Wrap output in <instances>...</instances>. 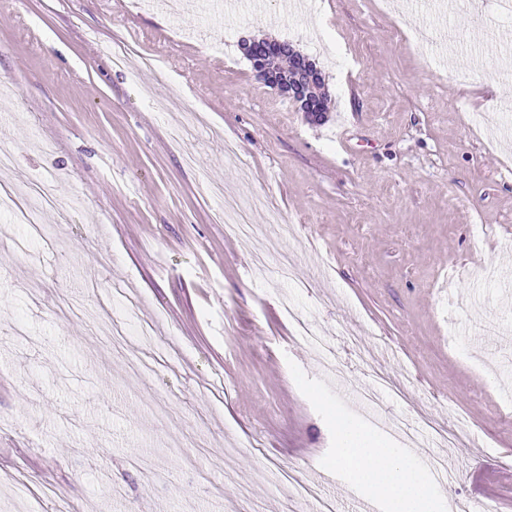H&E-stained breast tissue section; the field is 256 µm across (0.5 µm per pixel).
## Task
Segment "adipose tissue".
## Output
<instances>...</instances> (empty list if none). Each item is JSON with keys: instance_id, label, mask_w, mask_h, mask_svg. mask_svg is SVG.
<instances>
[{"instance_id": "adipose-tissue-1", "label": "adipose tissue", "mask_w": 512, "mask_h": 512, "mask_svg": "<svg viewBox=\"0 0 512 512\" xmlns=\"http://www.w3.org/2000/svg\"><path fill=\"white\" fill-rule=\"evenodd\" d=\"M336 438L338 459L347 466L352 486L382 500L387 512H437L445 491L426 479L407 450L384 447L363 427L342 418L336 421Z\"/></svg>"}]
</instances>
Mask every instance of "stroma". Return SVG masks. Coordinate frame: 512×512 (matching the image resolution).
Returning a JSON list of instances; mask_svg holds the SVG:
<instances>
[{
    "label": "stroma",
    "instance_id": "stroma-1",
    "mask_svg": "<svg viewBox=\"0 0 512 512\" xmlns=\"http://www.w3.org/2000/svg\"><path fill=\"white\" fill-rule=\"evenodd\" d=\"M202 6L14 0L0 8V185L50 179L39 233L0 212V512H339L363 492L336 462V420L413 450L454 502L512 512V18L456 0L455 50L413 41L424 0ZM291 40L321 69L313 122L255 75L244 37ZM123 43L119 69L104 48ZM192 105L200 124L171 129ZM235 157L224 155L225 142ZM221 195L266 197L254 272ZM308 323L378 406L326 371ZM256 270L260 274H270L276 276H286L289 274L292 260L291 257L286 254H280V257L276 264L271 265L268 261V255L266 250L262 249L256 254Z\"/></svg>",
    "mask_w": 512,
    "mask_h": 512
}]
</instances>
